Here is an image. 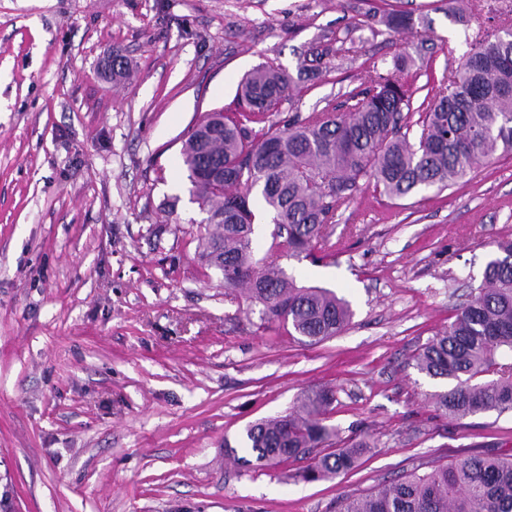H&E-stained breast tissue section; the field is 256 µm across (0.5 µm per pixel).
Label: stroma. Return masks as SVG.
Instances as JSON below:
<instances>
[{"instance_id":"1","label":"stroma","mask_w":512,"mask_h":512,"mask_svg":"<svg viewBox=\"0 0 512 512\" xmlns=\"http://www.w3.org/2000/svg\"><path fill=\"white\" fill-rule=\"evenodd\" d=\"M0 0V512H339L412 473L512 455V412H436L414 367L512 239V154L394 201L360 182L326 232L335 255L282 256L297 284L349 301L317 344L264 325L204 268L209 227L180 152L201 115L239 109L273 61L308 79L278 119L338 105L409 55L414 104L512 0ZM424 22L394 32L383 12ZM130 62L113 82L108 52ZM335 392L337 441L374 443L338 478L301 460L225 456L302 391Z\"/></svg>"}]
</instances>
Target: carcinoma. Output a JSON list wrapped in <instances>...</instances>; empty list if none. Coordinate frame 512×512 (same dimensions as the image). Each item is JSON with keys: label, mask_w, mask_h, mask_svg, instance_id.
<instances>
[{"label": "carcinoma", "mask_w": 512, "mask_h": 512, "mask_svg": "<svg viewBox=\"0 0 512 512\" xmlns=\"http://www.w3.org/2000/svg\"><path fill=\"white\" fill-rule=\"evenodd\" d=\"M382 21L397 31L413 25L404 13H385ZM404 71L398 58L332 110L281 123L274 116L300 78L262 63L238 84L243 111L206 115L182 146L205 223L215 226L201 238V258L221 272L224 288L244 289L261 305L264 322L290 327L311 343L338 335L352 311L330 289L297 285L279 267L283 250L313 263L332 256L326 227L362 179L402 199L421 189L443 191L498 152L512 153L511 28L475 43L449 74L448 87L422 106L413 141ZM130 73L128 61L112 55V79ZM255 189L277 228L261 257L253 247ZM496 248L470 299L415 358L420 373L450 383L432 404L455 418L512 410V240ZM334 400L331 389L305 390L289 412L247 425L242 444L258 462L296 459L331 440L324 421ZM370 447L367 437L356 438L313 458L301 476L335 478ZM342 512H512V458L458 459L365 496H346Z\"/></svg>", "instance_id": "carcinoma-1"}]
</instances>
